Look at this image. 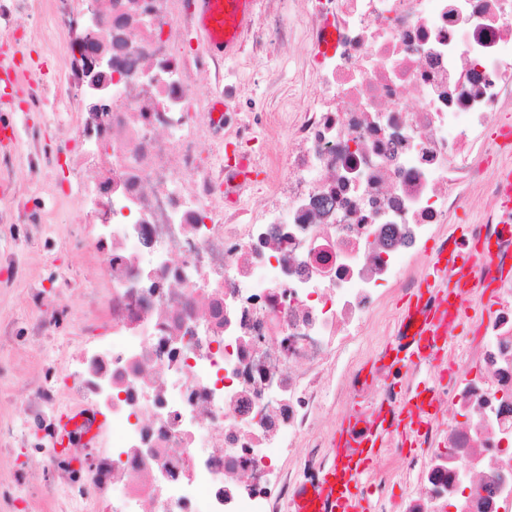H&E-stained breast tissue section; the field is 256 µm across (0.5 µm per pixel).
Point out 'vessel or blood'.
Returning a JSON list of instances; mask_svg holds the SVG:
<instances>
[{"mask_svg": "<svg viewBox=\"0 0 512 512\" xmlns=\"http://www.w3.org/2000/svg\"><path fill=\"white\" fill-rule=\"evenodd\" d=\"M255 5L256 0H194L195 33L205 57L237 56L254 21ZM493 258L492 245L470 241L465 226H458L455 243L437 250L419 289L400 307L398 334L406 339L410 356L385 346L380 369L395 376L410 359L436 362L435 349L447 342L449 328L461 329L469 322L464 298L481 284L478 272ZM436 397L435 381L428 378L399 405L381 407L374 419L349 417L331 437L330 463L300 482L290 512H371L360 482L374 467L387 432L397 426L405 438L417 436L434 417Z\"/></svg>", "mask_w": 512, "mask_h": 512, "instance_id": "vessel-or-blood-1", "label": "vessel or blood"}]
</instances>
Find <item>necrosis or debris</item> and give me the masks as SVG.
<instances>
[{
    "label": "necrosis or debris",
    "mask_w": 512,
    "mask_h": 512,
    "mask_svg": "<svg viewBox=\"0 0 512 512\" xmlns=\"http://www.w3.org/2000/svg\"><path fill=\"white\" fill-rule=\"evenodd\" d=\"M82 18L111 62L94 91L86 64L55 85L76 120L60 154L94 167L78 187L95 256L110 275L88 321L109 335L65 355L71 386L38 381L25 414H78L71 439L95 479L56 512H275L295 483L280 461L317 474L330 457L329 391H356L359 417L398 401L387 378L355 371L360 340L389 292L412 294L431 242L473 190L490 202L471 235L491 241L492 312L447 349L436 387L447 417L404 456L393 437L365 487L393 512L390 487L419 484L406 512H512V233L489 168L490 131L512 104V0H305L298 24L327 54L301 55L304 107L269 77L260 119L215 123L193 85L189 0H105ZM280 0L243 38L269 56L289 33ZM265 175L254 209H225V143L258 137Z\"/></svg>",
    "instance_id": "necrosis-or-debris-1"
}]
</instances>
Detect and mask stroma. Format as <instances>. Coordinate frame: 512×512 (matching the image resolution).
I'll return each mask as SVG.
<instances>
[{"instance_id":"1","label":"stroma","mask_w":512,"mask_h":512,"mask_svg":"<svg viewBox=\"0 0 512 512\" xmlns=\"http://www.w3.org/2000/svg\"><path fill=\"white\" fill-rule=\"evenodd\" d=\"M19 47L40 56L56 79H63L75 62L69 37L53 10L32 19L15 20ZM279 75L294 99L309 100L312 87L291 50L281 49L271 58L240 55L222 62L220 69L201 70L197 86L206 96L220 95L226 82L242 86L237 111L258 114L269 106L267 75ZM21 127L13 151L11 191L0 196L1 210L24 209L46 214L47 222H0V319L9 321V341L0 346V421L12 422L11 440L0 441V512H53L46 494L58 484V472L48 452L49 440L37 422L22 423L20 390L32 379L64 384L68 374L60 354L73 347L83 334V298L102 291L105 275L95 260L91 232L80 210L75 180L57 161L61 131L71 116L66 109L38 112L29 103L26 87H19L5 106ZM39 151L44 177L28 174L32 151ZM28 265L26 278L14 276L12 262ZM30 288L42 289L46 313L54 318L48 335L35 337V312L21 297Z\"/></svg>"}]
</instances>
